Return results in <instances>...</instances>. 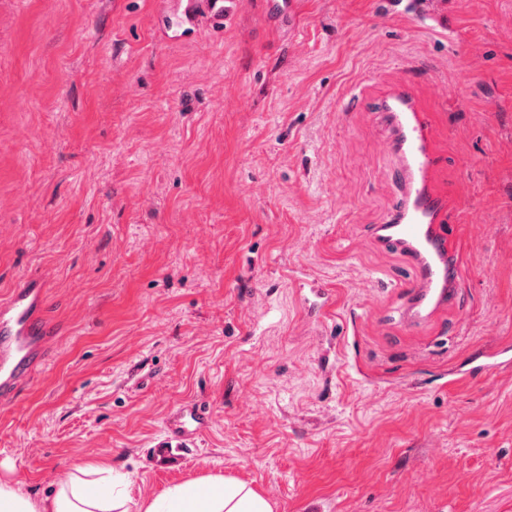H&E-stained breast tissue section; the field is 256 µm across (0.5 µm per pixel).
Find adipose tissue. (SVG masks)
<instances>
[{"label":"adipose tissue","mask_w":512,"mask_h":512,"mask_svg":"<svg viewBox=\"0 0 512 512\" xmlns=\"http://www.w3.org/2000/svg\"><path fill=\"white\" fill-rule=\"evenodd\" d=\"M11 465L0 468V512H276L274 502L248 484L223 476H203L173 485L158 496L135 499L132 479L104 461L76 462L44 498L15 482Z\"/></svg>","instance_id":"ef3b65f1"}]
</instances>
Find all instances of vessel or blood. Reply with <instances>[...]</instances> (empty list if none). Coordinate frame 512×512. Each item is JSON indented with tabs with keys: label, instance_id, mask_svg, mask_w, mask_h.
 <instances>
[{
	"label": "vessel or blood",
	"instance_id": "1",
	"mask_svg": "<svg viewBox=\"0 0 512 512\" xmlns=\"http://www.w3.org/2000/svg\"><path fill=\"white\" fill-rule=\"evenodd\" d=\"M181 14L192 22L224 21L242 0H178ZM381 15L404 17L422 28L441 30L450 44L463 43L465 33L454 18L455 0H379ZM376 110L389 128L386 148L394 159L390 172L395 199L373 234L386 248L410 261L404 321L417 325L458 298V258L450 242L451 198L435 185L443 157L434 146V126L408 79L391 83L379 96ZM45 290L27 277L0 299V407L15 405L22 386L40 372L54 329L44 314ZM209 416L198 406H185L168 417L164 437L150 450L156 471L178 469L194 440L207 428Z\"/></svg>",
	"mask_w": 512,
	"mask_h": 512
}]
</instances>
